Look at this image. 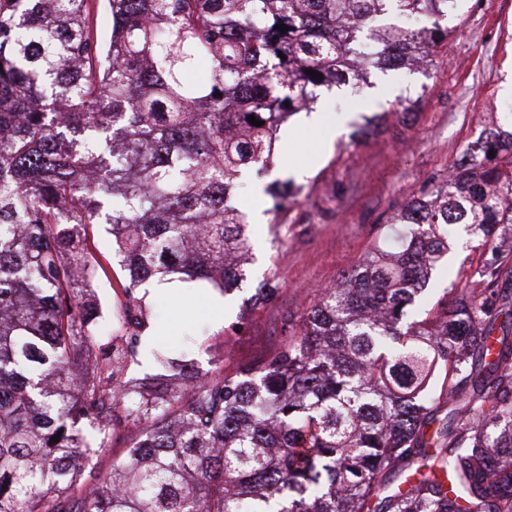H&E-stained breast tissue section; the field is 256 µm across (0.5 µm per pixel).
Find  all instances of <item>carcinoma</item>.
Returning <instances> with one entry per match:
<instances>
[{"instance_id": "1", "label": "carcinoma", "mask_w": 512, "mask_h": 512, "mask_svg": "<svg viewBox=\"0 0 512 512\" xmlns=\"http://www.w3.org/2000/svg\"><path fill=\"white\" fill-rule=\"evenodd\" d=\"M89 2L0 0V512H512V341L494 336L512 252L488 242L512 224V131L407 201L396 247L320 289L270 357L208 377L159 355L163 394L123 380L124 357L77 363L103 327L75 227L110 225L140 330L135 289L158 274L230 292L252 258L234 197L278 128L323 88L423 65L464 0H105L104 42ZM298 193L267 185L281 223ZM456 224L490 254L418 320ZM125 420L152 426L82 485Z\"/></svg>"}]
</instances>
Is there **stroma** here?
I'll list each match as a JSON object with an SVG mask.
<instances>
[{
	"label": "stroma",
	"instance_id": "35a3bbf8",
	"mask_svg": "<svg viewBox=\"0 0 512 512\" xmlns=\"http://www.w3.org/2000/svg\"><path fill=\"white\" fill-rule=\"evenodd\" d=\"M450 25L452 37L424 67L371 71L356 91L321 90L316 122L301 112L282 125L277 137L291 139L292 146L278 149L268 177L301 188L287 227H279L270 198L257 197L258 181L246 179L238 199L247 215L259 213L263 220L249 227L255 260L229 294V313L223 322L213 320L193 288L144 300L147 321L126 379L152 381V347L190 360L202 373L271 355L294 334L298 314L317 289L353 268L409 199L443 185L485 130L512 126V91L505 87L512 81V0H465ZM415 93L422 96L417 107L391 117L370 136L356 137L363 117ZM87 237L103 266L88 279L87 293L105 332H115L126 300L125 273L112 260V237L104 226L89 227ZM479 256L477 241L459 235L432 274L425 308L443 300L448 289L463 288L464 274ZM270 275L278 286L274 297L254 304L257 285Z\"/></svg>",
	"mask_w": 512,
	"mask_h": 512
}]
</instances>
